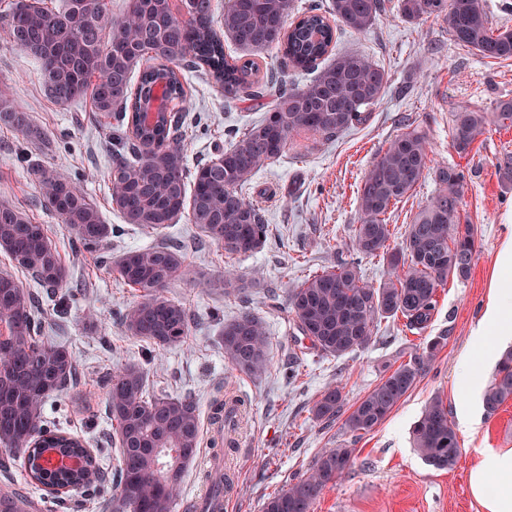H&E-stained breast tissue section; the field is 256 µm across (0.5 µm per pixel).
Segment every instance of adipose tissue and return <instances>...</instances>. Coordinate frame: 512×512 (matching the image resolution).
Segmentation results:
<instances>
[{
	"label": "adipose tissue",
	"instance_id": "ef3b65f1",
	"mask_svg": "<svg viewBox=\"0 0 512 512\" xmlns=\"http://www.w3.org/2000/svg\"><path fill=\"white\" fill-rule=\"evenodd\" d=\"M475 341L512 342V287L495 285L490 290L484 315L473 331ZM496 477L499 489L488 492V477ZM472 493L485 512H512V449L480 448L471 468Z\"/></svg>",
	"mask_w": 512,
	"mask_h": 512
}]
</instances>
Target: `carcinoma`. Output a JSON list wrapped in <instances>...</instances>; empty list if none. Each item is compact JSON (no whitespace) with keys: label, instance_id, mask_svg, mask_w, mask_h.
<instances>
[{"label":"carcinoma","instance_id":"carcinoma-1","mask_svg":"<svg viewBox=\"0 0 512 512\" xmlns=\"http://www.w3.org/2000/svg\"><path fill=\"white\" fill-rule=\"evenodd\" d=\"M186 12L173 11L171 0H129L126 13L111 19L105 0H11L0 13V31L14 49L36 59L50 99L68 104L91 96L94 111L112 117L111 203L124 222L142 231H159L187 216L199 236L226 254L261 249L268 238L264 208L245 200L239 190L264 165L282 156L291 137L306 131L327 138L365 123L366 108L389 87L384 69L358 54L334 59L329 53L340 28L371 29L384 0H330L292 15V0H228L215 15L213 0H184ZM409 22L423 16L441 18L457 44L492 60L512 59V28H493L484 0H398ZM247 58L230 59L224 39ZM276 52L293 70L316 72L303 87H288L274 74L261 79L254 57ZM202 68L207 79L232 101L270 98L264 119L238 136L215 158L188 167L183 144V116L169 108L146 124L141 114L159 85L166 100L184 97L186 73ZM0 122L39 149L51 150L54 138L18 108L9 87L0 89ZM452 146L470 151L483 135L485 113L461 107L453 114ZM428 145L415 132L394 138L366 174L359 193V224L353 256L301 282L288 298L296 331L308 349L324 357H343L365 347L380 318L406 320L424 330L437 305L438 288L450 277L468 276L477 256L475 227L461 223L463 171L436 167L439 191L408 225L403 250L389 247L391 232L384 216L404 198L428 168ZM28 173L46 208L66 224L77 247L101 250L112 227L84 188L55 167L34 164ZM0 252L41 286L69 285V270L43 225L15 206L0 202ZM383 256L386 279L373 288L361 282L359 256ZM141 300L119 313L127 335L156 347L182 342L189 314L166 288L185 270L181 251L154 245L127 252L109 262ZM224 293L234 294L242 310L224 323V358L239 370L261 377L270 367V342L263 320L249 307L241 279L224 272ZM37 299L12 275L0 274V472L21 467L36 485L76 494L106 481L96 457L82 441L63 430L45 412L52 395L76 380L70 353L43 336L35 314ZM442 337L384 374L374 387L346 406L343 387L330 385L313 402L317 421L334 422L354 436L375 430L413 388L417 377L436 359ZM147 370L133 363L112 375L108 413L115 422L119 466L112 473L118 512H173L184 472L204 444L203 422L196 402L166 395L146 396ZM512 399V349L500 357L486 387L488 415ZM413 445L435 470L452 468L461 453L448 408L434 397L413 430ZM81 455L84 468L64 472L47 466L44 454ZM354 449L325 448L308 472L288 488L267 497L262 512H311L318 494L333 486L353 465ZM29 497L6 484L0 512H28Z\"/></svg>","mask_w":512,"mask_h":512}]
</instances>
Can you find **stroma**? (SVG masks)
Listing matches in <instances>:
<instances>
[{
  "label": "stroma",
  "mask_w": 512,
  "mask_h": 512,
  "mask_svg": "<svg viewBox=\"0 0 512 512\" xmlns=\"http://www.w3.org/2000/svg\"><path fill=\"white\" fill-rule=\"evenodd\" d=\"M385 4L371 30H339L334 52L357 53L385 69L387 93L370 106L364 124L328 140L295 134L280 161L256 173L243 195L265 208L270 235L260 252L229 258L183 220L158 236L125 224L110 201L112 118L94 112L87 99L66 105L52 101L39 63L12 49L0 33V81L10 83L15 104L58 139L55 153L44 156L0 124V202L22 207L44 225L70 271L68 288L55 292L26 273L18 275L40 301L37 313L46 338L64 346L76 366V383L50 399L46 411L82 439L106 471L115 470L119 460L106 410L109 380L126 364L140 363L148 371L149 394L189 397L203 412L220 387L246 399L236 447L224 457V470L232 478L224 496L226 512H262L268 495L285 488L289 476L304 474L319 449L341 445L353 448L354 465L336 486L320 493L311 512H483L470 491V468L476 449H512V400L495 415L481 416L472 429L462 423L461 411L471 401L468 383H488L495 368L471 333L484 314L502 242L512 235V185L502 181L497 169L499 161L512 156V121L492 115L498 101L512 99V59L482 58L454 43L442 19L408 22L399 16L397 0ZM185 89V98L172 107L187 117L189 166L214 157L264 116L252 102L226 101L201 73L187 74ZM463 106L491 115L466 155L452 146V114ZM411 130L426 138L433 164L463 170L460 214L477 230L478 258L466 279L448 280L438 290L437 308L425 330L407 328L400 317L385 318L365 348L338 359L319 357L302 348L292 333L289 291L351 251L362 181L390 141ZM35 160L78 178L112 227L105 253L115 256L159 242L183 249L187 270L167 294L189 311L184 342L155 349L126 335L118 314L137 302V292L102 264L101 254L77 249L68 227L45 210L27 173ZM437 192L432 172H424L390 208L385 219L391 247H402L407 225ZM228 268L248 285L250 307L271 339V366L259 378L234 369L224 358L220 331L241 310L238 298L220 286ZM436 336L443 337L444 346L435 363L374 431L355 437L341 421L312 418L310 408L324 387L341 384L347 403H355ZM291 366L298 369L292 380L286 377ZM436 396L447 406L461 446L456 465L442 471L423 462L411 435ZM11 482L27 488L23 471L13 472ZM27 490L41 500L42 512H115L117 492L111 483L59 499Z\"/></svg>",
  "instance_id": "1"
}]
</instances>
